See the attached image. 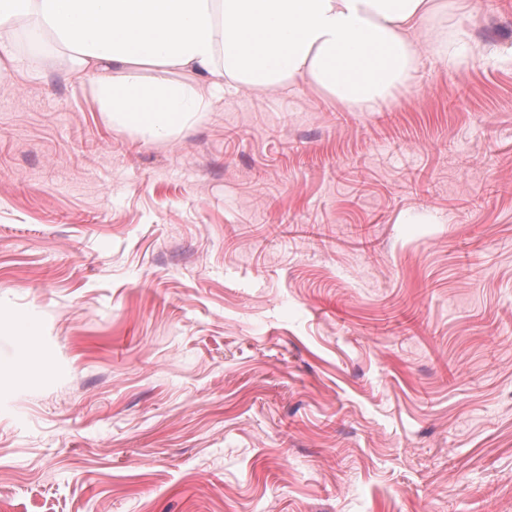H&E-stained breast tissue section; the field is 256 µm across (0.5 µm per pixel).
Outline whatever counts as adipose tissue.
Here are the masks:
<instances>
[{
    "label": "adipose tissue",
    "instance_id": "adipose-tissue-1",
    "mask_svg": "<svg viewBox=\"0 0 512 512\" xmlns=\"http://www.w3.org/2000/svg\"><path fill=\"white\" fill-rule=\"evenodd\" d=\"M440 0H0V60L11 47L51 41L88 74L117 127L162 140L214 106L197 87L173 84V68L225 89H291L299 82L338 102L370 108L417 70V30ZM462 30L440 32L428 52L455 72L470 56ZM133 64L154 68L149 84L127 81Z\"/></svg>",
    "mask_w": 512,
    "mask_h": 512
}]
</instances>
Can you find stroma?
Returning <instances> with one entry per match:
<instances>
[{
    "label": "stroma",
    "instance_id": "35a3bbf8",
    "mask_svg": "<svg viewBox=\"0 0 512 512\" xmlns=\"http://www.w3.org/2000/svg\"><path fill=\"white\" fill-rule=\"evenodd\" d=\"M356 112L164 140L0 70V512H512V0ZM35 323L23 357L12 319ZM466 33L460 29L452 32L448 39V32H440L428 45L429 54L437 61L448 65L449 72L458 71L469 63V53L465 48Z\"/></svg>",
    "mask_w": 512,
    "mask_h": 512
}]
</instances>
